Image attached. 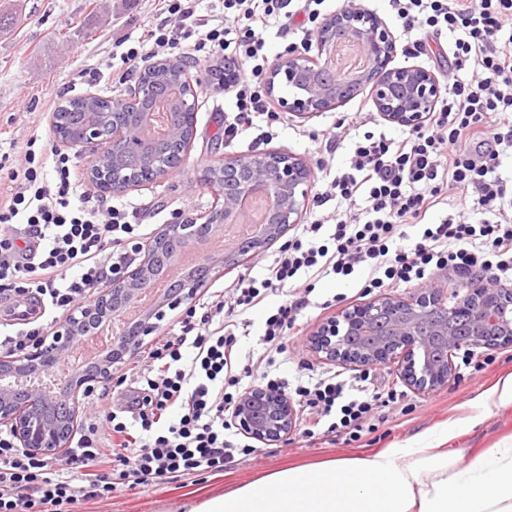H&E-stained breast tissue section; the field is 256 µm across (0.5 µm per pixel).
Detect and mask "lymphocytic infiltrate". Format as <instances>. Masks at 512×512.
Returning <instances> with one entry per match:
<instances>
[{"instance_id":"lymphocytic-infiltrate-1","label":"lymphocytic infiltrate","mask_w":512,"mask_h":512,"mask_svg":"<svg viewBox=\"0 0 512 512\" xmlns=\"http://www.w3.org/2000/svg\"><path fill=\"white\" fill-rule=\"evenodd\" d=\"M158 24L135 42L118 37L130 81L158 54L189 61L223 59L228 31L198 15L194 0H154ZM317 0H224L237 15L236 82L226 92L237 112L224 126L235 139L254 112L271 109L264 72L271 61L264 35L271 20L315 16ZM406 31L422 30L412 53L443 33H455L446 96L427 124L395 142L366 138L358 143L348 172L330 188L348 203L364 199V214L339 215L331 234L321 225H301L262 279L238 282L234 304L217 294L188 306L176 331L160 337L136 372L120 376L133 387L130 417L118 415L95 397L82 433L70 446L66 466L19 447L0 431V512H64L81 502L111 498L116 486L146 488L159 481L220 474L249 444L233 442L226 413L242 395L241 374H254L264 387L294 393L308 422L305 437L348 436L356 441L371 426L381 397L357 394L355 381L327 371L290 384L268 368L288 347L311 276L351 275L366 264L364 291L419 283L433 271H448L483 283H512V206L507 185L490 177L486 162L512 143V49L499 45L512 28V0H389ZM471 70L462 80L458 71ZM25 165L12 172L0 202V301L37 306L41 321L19 316L17 328L0 335V349L24 352L43 339L79 304L90 305L101 288L136 260L142 243L140 211L111 198L79 192L69 153L30 137ZM460 189V209L493 213V221L426 223L443 184ZM418 234L402 250L396 240L408 228ZM408 238V237H407ZM285 290L289 302L269 312L255 360L242 362L235 330L242 313L260 307L270 293ZM396 402V395L385 397Z\"/></svg>"}]
</instances>
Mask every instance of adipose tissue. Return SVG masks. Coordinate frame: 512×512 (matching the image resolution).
<instances>
[{"label":"adipose tissue","instance_id":"obj_1","mask_svg":"<svg viewBox=\"0 0 512 512\" xmlns=\"http://www.w3.org/2000/svg\"><path fill=\"white\" fill-rule=\"evenodd\" d=\"M449 438L272 468L187 512H512V438L468 457L446 449Z\"/></svg>","mask_w":512,"mask_h":512}]
</instances>
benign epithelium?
<instances>
[{"mask_svg": "<svg viewBox=\"0 0 512 512\" xmlns=\"http://www.w3.org/2000/svg\"><path fill=\"white\" fill-rule=\"evenodd\" d=\"M352 36L363 43L368 57L366 68L347 80L328 71L336 41ZM396 39L386 22L360 3L344 6L320 25L314 43L302 51L276 58L268 84L286 83L297 88L292 97L280 98L279 105L300 117L313 116L341 106L370 89L376 109L394 124L416 128L423 125L440 97V83L421 67H393ZM194 88L175 81L157 101L172 106L193 103ZM112 138L101 137L100 125L91 120L82 129L77 146L90 154L89 178L106 183L108 193H124L144 181L135 172L122 173L130 159L148 157L154 144L139 136L141 113H112ZM169 138H182L191 147L195 131L170 120ZM112 155V181H105L101 160ZM312 168L301 158L279 152H259L224 158V188L215 191L211 209L195 217L179 212L142 249L143 258L132 269L112 280L98 294L93 306L68 314L50 337L19 355L0 354V379L27 377L48 370L66 360L69 349L90 329L87 315L96 320L137 302L154 278L172 262L180 249L201 243L200 229L213 231L224 225L236 209L240 196L263 188L274 199V212L264 235L247 243L241 251L216 258L203 253L199 268L183 281L170 286L166 295L147 309L140 321L125 334L113 337L112 351L100 361L76 370L52 397L39 388H25L27 401H17V390L0 384V424L9 426L20 447L39 456H59L70 447L83 399L95 384L109 380L116 364L135 352L143 337L155 333L165 316L192 298L213 273L233 270L248 258L277 242L287 227L299 222L311 182ZM321 359L353 368H377L395 363L410 387L434 390L448 385L454 374L452 357L462 345L486 347L512 344V290L481 284L447 306L431 288L419 290L410 299L381 294L367 303L348 307L319 324L310 337ZM444 352L446 361H437ZM55 403L61 414L48 418L42 406ZM234 424L244 434L273 444L288 437L297 424L296 410L288 395L264 387L248 389L238 402Z\"/></svg>", "mask_w": 512, "mask_h": 512, "instance_id": "benign-epithelium-1", "label": "benign epithelium"}]
</instances>
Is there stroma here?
<instances>
[{
	"instance_id": "stroma-1",
	"label": "stroma",
	"mask_w": 512,
	"mask_h": 512,
	"mask_svg": "<svg viewBox=\"0 0 512 512\" xmlns=\"http://www.w3.org/2000/svg\"><path fill=\"white\" fill-rule=\"evenodd\" d=\"M113 10L102 18L94 0H21L20 17L0 36V181L12 170L21 168L22 149L35 133L50 129L52 102L93 93L113 96L126 88L115 78L121 61L111 58L112 39L138 36L155 24L152 0H109ZM96 73L93 84L78 82L80 71ZM195 89L196 137L180 172L123 193V200L137 204L147 233H156L181 211L182 201H191L192 213L211 208L214 192L199 181L203 168L217 164L229 155L254 152L295 154L308 163L324 159L331 170H345L356 141L371 135L387 141L405 137L407 128L386 121L368 93H361L328 112L307 119L286 115L276 121L273 115L255 116L253 125L233 143L224 140V119L233 103L217 87L209 62L191 68ZM341 127L342 137L335 153L325 151V139L333 127ZM368 278L366 268H356L347 279L333 275L313 278L309 304L297 319L298 332L285 353L277 355L271 368L274 376L296 382L301 365L314 372L332 370L330 362L311 349L309 336L315 327L345 307L367 302L362 286ZM476 366L456 365L448 385L433 391L409 387L395 367L372 370L375 390L401 394L400 407L385 410L384 423L376 432L363 433L361 440L344 438L308 445L298 433L280 443H256L255 456H236L232 466L217 475H202L185 483L156 484L145 490L118 488L111 499L79 505L75 512H167L193 491L201 495L224 492L255 479L276 467L312 464L342 454H365L414 441L425 433L454 429L452 448L478 453L512 437V402L502 403L494 388L512 374V346L474 351Z\"/></svg>"
}]
</instances>
